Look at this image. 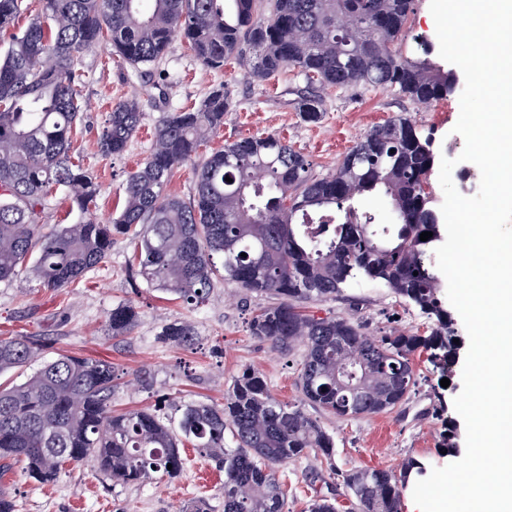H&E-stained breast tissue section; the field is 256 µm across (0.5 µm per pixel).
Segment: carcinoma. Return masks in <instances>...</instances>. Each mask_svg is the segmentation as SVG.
Returning a JSON list of instances; mask_svg holds the SVG:
<instances>
[{
    "instance_id": "obj_1",
    "label": "carcinoma",
    "mask_w": 512,
    "mask_h": 512,
    "mask_svg": "<svg viewBox=\"0 0 512 512\" xmlns=\"http://www.w3.org/2000/svg\"><path fill=\"white\" fill-rule=\"evenodd\" d=\"M414 6L415 0H44L42 16L17 33L18 0H0V38L9 39L0 53V281L29 261L42 287L63 288L102 263L112 235L122 234L134 244L146 284L189 302L211 288L220 255L225 278L279 297L252 313L249 331L283 353L303 344L298 387L305 401L344 419L401 407L418 384L416 354L426 353L447 376L460 349L431 263L440 234L424 193L433 143L410 121L374 126L322 178L277 136L226 143L196 165L195 195L186 202L165 187L233 110L220 84L198 106L174 109L159 123L155 149L128 176L123 208L110 224L93 215L99 185L72 161V138L84 112L75 64L103 41L136 70L161 60L176 39L188 43L201 66L218 69L233 59L259 83L290 68L305 81L292 94L310 123L321 120L330 88H391L420 103L440 101L456 91L459 76L425 48L419 56L402 52ZM140 121L137 99L113 105L98 138L101 154H122ZM59 189L83 219L45 233L38 215ZM375 190L389 200V224L355 206L356 194ZM423 232L433 236L422 241ZM358 265L361 275L384 282L426 315V333L372 338L359 322L302 310L305 302L340 295ZM136 319L130 304L113 308L112 336L129 333ZM161 336L190 346L195 329L175 321ZM41 355L35 338H0V374L41 361L24 383L0 386V469L19 464L42 484L84 461L114 482L142 483L157 473L174 479L187 444L224 469V512H285L288 490L276 469L311 451L341 477L353 512H401L408 472L426 476L413 462L399 476L380 467L337 472L333 438L302 409L276 399L250 369L234 378L223 406L186 403L165 422L148 410L112 413V362ZM338 380L356 391L348 403ZM336 504L337 493L318 494L306 512H337Z\"/></svg>"
}]
</instances>
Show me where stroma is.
Instances as JSON below:
<instances>
[{
	"label": "stroma",
	"instance_id": "35a3bbf8",
	"mask_svg": "<svg viewBox=\"0 0 512 512\" xmlns=\"http://www.w3.org/2000/svg\"><path fill=\"white\" fill-rule=\"evenodd\" d=\"M421 43L434 51L439 48L429 0H419L409 17L404 53L416 54ZM77 70L89 109L77 127L73 154L99 185L95 215L104 224L120 210L126 180L150 155L154 129L167 111L193 106L218 84L229 89L235 108L210 140L209 150L256 134L280 136L311 160L317 177L334 172L370 128L399 115L433 139L436 156L457 158L465 145L453 131L460 114L459 95L426 106L380 87L336 88L326 95L321 120L309 123L289 103L292 79L261 84L232 60L220 69L202 68L178 40L144 76L120 63L105 44L80 55ZM128 98L140 103L141 125L123 155L103 156L98 147L102 125L113 104ZM276 301V296L246 292L221 276L202 300L193 303L147 288L138 274L133 243L116 235L104 262L68 287L49 291L24 270L1 281L0 336L40 337L48 359L69 354L110 360L121 382L112 396L117 412L147 409L171 417L191 401L220 405L238 373L252 368L263 375L274 397L301 407L332 436L339 470L379 466L397 472L410 458L430 469L453 463L440 443L450 429L457 448L465 446V423L454 408L463 387L462 364H455L450 384L444 387L440 374L425 357H418L419 384L401 408L355 420L338 418L303 402L297 386L302 346L282 354L250 335V311ZM128 302L137 312L136 324L129 334L112 337L109 315ZM306 311L318 318L363 322L369 336L389 329L421 333L427 324L383 282L366 278L350 282L339 297L307 303ZM183 320L195 327L192 347L161 340L165 324ZM182 457L183 469L171 480L121 484L85 462L66 466L50 484L14 470L0 477V490L14 499L16 512H181L201 496L208 499L211 512H224L223 471L194 448H185ZM320 468V458L312 452L278 469V478L288 487L286 512H304L310 498L325 492L323 482L310 480Z\"/></svg>",
	"mask_w": 512,
	"mask_h": 512
}]
</instances>
